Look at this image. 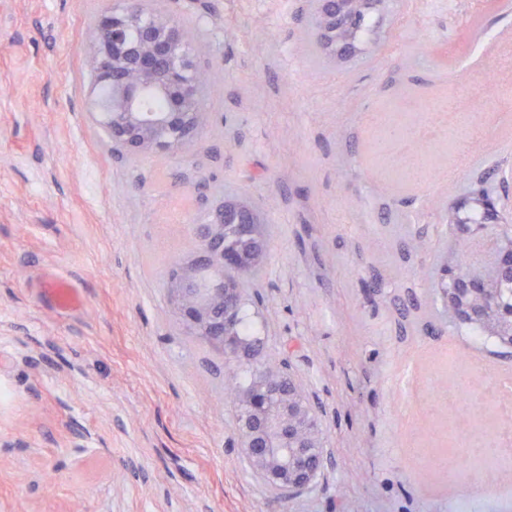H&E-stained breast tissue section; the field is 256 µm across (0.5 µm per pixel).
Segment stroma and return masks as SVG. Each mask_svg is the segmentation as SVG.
I'll use <instances>...</instances> for the list:
<instances>
[{
  "instance_id": "stroma-1",
  "label": "stroma",
  "mask_w": 512,
  "mask_h": 512,
  "mask_svg": "<svg viewBox=\"0 0 512 512\" xmlns=\"http://www.w3.org/2000/svg\"><path fill=\"white\" fill-rule=\"evenodd\" d=\"M104 0H0V512H502L420 461L448 430V365L475 345L437 292L450 201L512 197V0H387L347 66L314 55L306 0H159L204 48L210 124L187 156L135 160L92 124L83 53ZM449 100L456 126L426 111ZM487 136L448 168L467 117ZM417 114L405 180L382 114ZM273 230L244 307L257 364L289 371L325 434L312 488L281 499L250 470L225 378L165 291L225 193ZM420 240L422 249L411 247Z\"/></svg>"
}]
</instances>
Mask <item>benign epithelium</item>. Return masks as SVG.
<instances>
[{
	"label": "benign epithelium",
	"mask_w": 512,
	"mask_h": 512,
	"mask_svg": "<svg viewBox=\"0 0 512 512\" xmlns=\"http://www.w3.org/2000/svg\"><path fill=\"white\" fill-rule=\"evenodd\" d=\"M316 39L338 63L357 52L350 33L368 11H379L384 0H311ZM201 48L177 20L154 6V0H110L97 13L84 46L92 85L111 87V99L90 112L112 144L135 159L157 155L183 156L196 143L208 122L202 109L207 89ZM167 101L162 112H150L147 100ZM472 207L482 209L486 224L466 218ZM448 223L456 241L488 239L486 260L461 266L454 256L442 266L441 288L448 319L459 325L476 324L496 343L512 349V306L496 296L501 281H512V241L487 233L488 224H512V203L490 187L448 205ZM234 229L245 246L225 244ZM192 249L177 258L166 281L172 312L191 335L218 352L233 357L253 355L255 343L235 332L242 307L241 288L229 276L253 275L266 262L270 236L263 214L242 196L224 199L210 209L207 220L192 225ZM240 413L236 430L244 455L255 475L270 489H309L324 461V432L296 379L286 372L263 368L253 384L237 395Z\"/></svg>",
	"instance_id": "1"
}]
</instances>
